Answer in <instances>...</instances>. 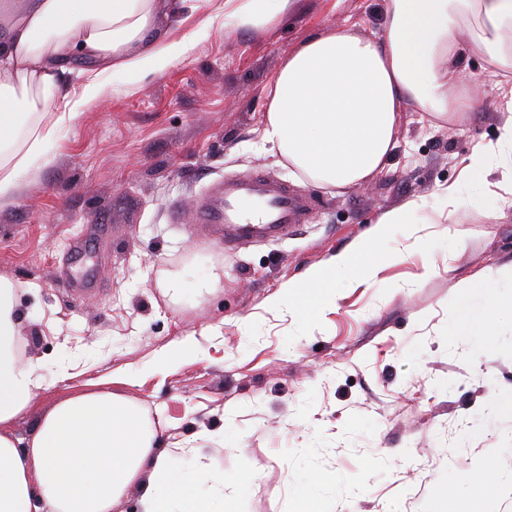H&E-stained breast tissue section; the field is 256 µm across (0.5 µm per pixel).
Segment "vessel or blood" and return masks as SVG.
Listing matches in <instances>:
<instances>
[{"label":"vessel or blood","instance_id":"b4317fda","mask_svg":"<svg viewBox=\"0 0 512 512\" xmlns=\"http://www.w3.org/2000/svg\"><path fill=\"white\" fill-rule=\"evenodd\" d=\"M310 200L267 175L225 179L196 213L198 224L223 236L225 248L287 239L304 223Z\"/></svg>","mask_w":512,"mask_h":512}]
</instances>
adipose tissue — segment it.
<instances>
[{"instance_id": "obj_1", "label": "adipose tissue", "mask_w": 512, "mask_h": 512, "mask_svg": "<svg viewBox=\"0 0 512 512\" xmlns=\"http://www.w3.org/2000/svg\"><path fill=\"white\" fill-rule=\"evenodd\" d=\"M295 2L224 0V26L271 22ZM168 7L169 0H23L0 15V202L13 199L21 176L97 96L104 74L135 81L183 55L185 40L158 26ZM384 14L375 37L343 25L305 39L268 89L264 143L315 182L348 189L380 172L408 106L439 122L472 109V82L457 65L461 49L483 56L491 76L512 74V0H385ZM75 65L84 80L62 91V76ZM49 109L54 121L31 125L24 153L8 154L22 118ZM372 249L365 240L331 257L289 282L269 306L315 315L331 302L337 280L370 278ZM502 283L512 287V265L495 285L460 282L465 301L455 326L490 335ZM15 288L0 276V512H113L133 485L140 512H224L233 488L223 470L188 465L161 448L141 413L109 393L61 401L41 416L26 446L16 447L7 427L32 408L43 376L41 361L17 363L9 349L21 322Z\"/></svg>"}]
</instances>
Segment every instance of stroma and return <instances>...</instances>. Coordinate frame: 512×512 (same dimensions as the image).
<instances>
[{
    "instance_id": "35a3bbf8",
    "label": "stroma",
    "mask_w": 512,
    "mask_h": 512,
    "mask_svg": "<svg viewBox=\"0 0 512 512\" xmlns=\"http://www.w3.org/2000/svg\"><path fill=\"white\" fill-rule=\"evenodd\" d=\"M223 5L194 12L181 0L162 23L190 36L185 58L139 81L103 76L48 145V161H35L0 205L19 360H41L45 378L12 435L27 440L41 412L74 394L110 392L162 446L223 469L237 487L224 512H512V290L496 294L490 342L452 331L458 283H485L512 264V209L494 186L512 151L495 152L484 173L465 171L472 148L497 143L508 118L484 60L461 61L480 91L459 123L404 112L385 168L340 190L263 145L267 89L308 37L342 24L377 36L384 0H296L268 26L231 31ZM258 172L313 207L288 239L225 251L195 212L224 176ZM449 187L462 203L451 220ZM118 196L136 199L137 220L109 233L107 258L90 248L98 292H73L60 275L69 245ZM417 197L425 208L379 245L402 261L336 287L311 322L268 307L283 285ZM206 274L213 286L198 289ZM174 277L178 296L165 288ZM226 423L227 438L199 440ZM304 471L348 477L349 489L302 488Z\"/></svg>"
}]
</instances>
